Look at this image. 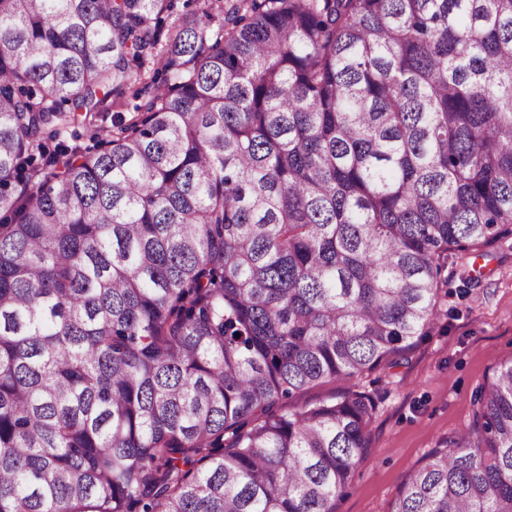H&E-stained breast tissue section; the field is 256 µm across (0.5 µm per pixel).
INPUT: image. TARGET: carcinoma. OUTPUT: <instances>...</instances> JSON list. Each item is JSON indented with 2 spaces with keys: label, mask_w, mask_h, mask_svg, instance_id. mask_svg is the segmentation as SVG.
Returning a JSON list of instances; mask_svg holds the SVG:
<instances>
[{
  "label": "carcinoma",
  "mask_w": 512,
  "mask_h": 512,
  "mask_svg": "<svg viewBox=\"0 0 512 512\" xmlns=\"http://www.w3.org/2000/svg\"><path fill=\"white\" fill-rule=\"evenodd\" d=\"M200 2L0 0V512H335L372 399L283 401L512 236V0ZM391 512H512V358Z\"/></svg>",
  "instance_id": "1"
}]
</instances>
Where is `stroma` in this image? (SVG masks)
<instances>
[{"label":"stroma","mask_w":512,"mask_h":512,"mask_svg":"<svg viewBox=\"0 0 512 512\" xmlns=\"http://www.w3.org/2000/svg\"><path fill=\"white\" fill-rule=\"evenodd\" d=\"M444 275L440 317L407 360L354 381L375 404L370 448L335 512H389L403 480L469 423L476 391L512 358V238L484 257H449Z\"/></svg>","instance_id":"35a3bbf8"}]
</instances>
